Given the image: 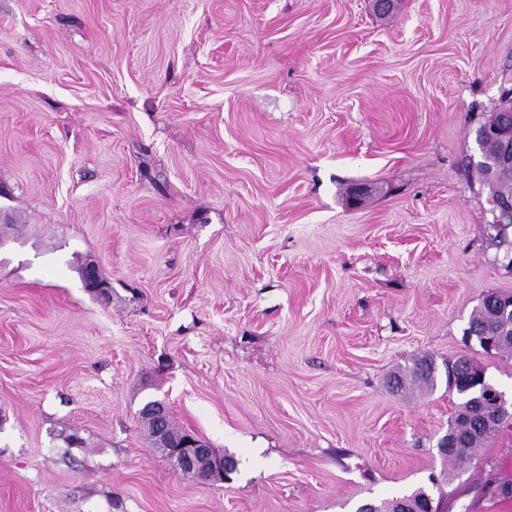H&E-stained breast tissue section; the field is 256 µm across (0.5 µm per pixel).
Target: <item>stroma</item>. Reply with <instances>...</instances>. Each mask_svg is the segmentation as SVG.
Instances as JSON below:
<instances>
[{
  "label": "stroma",
  "instance_id": "stroma-1",
  "mask_svg": "<svg viewBox=\"0 0 512 512\" xmlns=\"http://www.w3.org/2000/svg\"><path fill=\"white\" fill-rule=\"evenodd\" d=\"M507 88L512 0H0V512H355L443 470L512 512V433L447 463L457 395L388 385L467 356L512 395L463 339L512 274L460 166ZM438 374L435 360L430 356H424L414 360L411 366L395 372L392 379L397 389L402 390L406 386L414 385L432 389L436 384ZM144 424L155 450L168 462L171 461L177 470L185 471L201 482L222 481L225 477V470L229 469L228 473L233 470L234 465L231 458L223 457V459H221L215 454L214 450L207 442L196 436H193V438L188 441L187 447L189 448H187L185 452L175 453L171 456L172 450L177 448L178 445L192 434L176 428L172 424L169 415L167 442L160 443L155 440L152 422L144 420Z\"/></svg>",
  "mask_w": 512,
  "mask_h": 512
}]
</instances>
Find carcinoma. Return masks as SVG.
<instances>
[{
	"label": "carcinoma",
	"mask_w": 512,
	"mask_h": 512,
	"mask_svg": "<svg viewBox=\"0 0 512 512\" xmlns=\"http://www.w3.org/2000/svg\"><path fill=\"white\" fill-rule=\"evenodd\" d=\"M479 149V158L469 157L466 167L473 169L480 185L488 190L487 202L497 217L486 225V238L490 245L502 255L512 254V164H502L499 156L503 149L500 138H475ZM464 335L483 343L486 337L495 338L494 352L512 353V294L490 292L483 297L480 305L470 316ZM471 362L461 357L445 364V381L448 390L457 393L461 402L448 422V441L452 442L445 458L461 461L488 440L505 433L500 423L491 420L482 424L478 434L474 421L470 420L468 410L477 404L484 409L490 404L485 394L469 385L468 375L463 365ZM438 378V367L430 356L420 357L413 364L395 372L393 382L398 389L418 385L428 389L434 388ZM148 436L152 438L153 447L164 458H169L172 450L177 448L191 433L168 424V441L160 443L154 439L152 422L144 421ZM431 498L425 489L418 488L409 494L392 496L381 501H367L356 512H425L427 500Z\"/></svg>",
	"instance_id": "obj_1"
}]
</instances>
